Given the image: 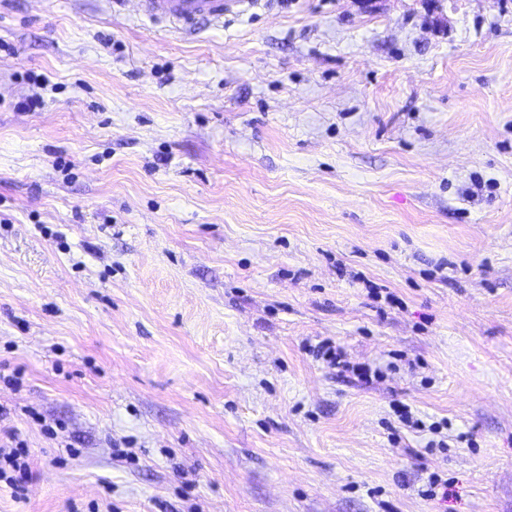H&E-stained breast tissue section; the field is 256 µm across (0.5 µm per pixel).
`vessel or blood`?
I'll use <instances>...</instances> for the list:
<instances>
[{
	"mask_svg": "<svg viewBox=\"0 0 512 512\" xmlns=\"http://www.w3.org/2000/svg\"><path fill=\"white\" fill-rule=\"evenodd\" d=\"M145 17L168 23L178 33L193 36L203 27L223 25L225 17L246 13L256 0H138Z\"/></svg>",
	"mask_w": 512,
	"mask_h": 512,
	"instance_id": "b4317fda",
	"label": "vessel or blood"
}]
</instances>
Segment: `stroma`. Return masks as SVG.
I'll use <instances>...</instances> for the list:
<instances>
[{
	"mask_svg": "<svg viewBox=\"0 0 512 512\" xmlns=\"http://www.w3.org/2000/svg\"><path fill=\"white\" fill-rule=\"evenodd\" d=\"M0 373V512H512V0H0ZM142 13L162 21L184 36H194L205 26L223 27L225 16L246 13L256 0H138ZM5 439L0 438V483L18 490L30 471L25 443L13 430L6 432Z\"/></svg>",
	"mask_w": 512,
	"mask_h": 512,
	"instance_id": "1",
	"label": "stroma"
}]
</instances>
